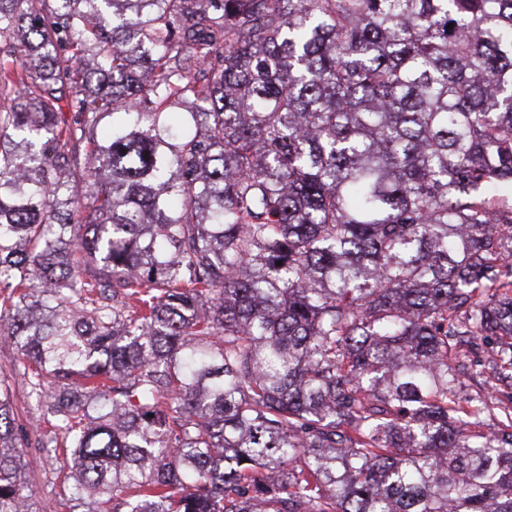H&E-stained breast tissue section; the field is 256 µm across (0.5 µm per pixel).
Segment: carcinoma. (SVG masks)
Here are the masks:
<instances>
[{
    "instance_id": "obj_1",
    "label": "carcinoma",
    "mask_w": 512,
    "mask_h": 512,
    "mask_svg": "<svg viewBox=\"0 0 512 512\" xmlns=\"http://www.w3.org/2000/svg\"><path fill=\"white\" fill-rule=\"evenodd\" d=\"M510 183L512 0H0V337L73 386L70 500L512 512Z\"/></svg>"
}]
</instances>
